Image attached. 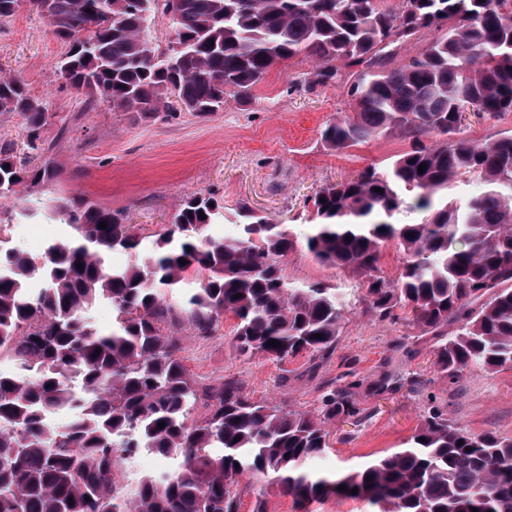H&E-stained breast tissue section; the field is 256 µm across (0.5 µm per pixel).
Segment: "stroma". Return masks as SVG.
I'll use <instances>...</instances> for the list:
<instances>
[{
  "mask_svg": "<svg viewBox=\"0 0 512 512\" xmlns=\"http://www.w3.org/2000/svg\"><path fill=\"white\" fill-rule=\"evenodd\" d=\"M66 51L48 20L27 2L0 18V72L19 79L49 113L48 148L33 152L21 116L0 112V143L12 142L32 166L48 164L56 171L54 180L0 199L8 246L36 259L69 229L57 222L28 223L17 212L57 198L84 197L124 213L151 242L183 199L210 192L223 198L226 210L247 202L272 222L289 225L301 240L310 231L306 208L316 190L367 166H384L409 147L408 141L390 137L341 152L326 148L323 129L355 105L334 84L305 93L301 85L313 63L302 57L272 67L255 86L251 104L230 100L223 111L200 118L184 111L145 116L90 100L56 71ZM282 267L292 286L321 282L342 294L346 319L329 354L282 362L240 355L235 319L227 315L207 337L179 328L180 356L199 385L235 378L255 401L313 416L321 411L324 393L351 385L365 419L359 425L341 417L329 423V446L313 462L315 471L351 473L405 447L433 405L473 432L512 434V370L474 368L455 382L444 381L434 366L435 337L420 335L404 320L383 321L368 312L365 276L319 264L301 243ZM236 494L238 512H253L260 498L267 512H375L367 501L337 497L304 509L293 498L245 479Z\"/></svg>",
  "mask_w": 512,
  "mask_h": 512,
  "instance_id": "stroma-1",
  "label": "stroma"
}]
</instances>
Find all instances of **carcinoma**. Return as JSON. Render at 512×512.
Segmentation results:
<instances>
[{"instance_id": "1", "label": "carcinoma", "mask_w": 512, "mask_h": 512, "mask_svg": "<svg viewBox=\"0 0 512 512\" xmlns=\"http://www.w3.org/2000/svg\"><path fill=\"white\" fill-rule=\"evenodd\" d=\"M160 1L174 27L166 53L150 34ZM49 4L54 35L70 42L60 74L92 98L145 115L167 97L198 117L229 96L248 104L277 62L314 59L303 90L336 83L357 106L323 129L327 148L399 136L410 149L383 170L367 166L315 193L308 252L368 277V311L388 319L404 310L409 325L442 337L435 365L443 379L512 368V131L461 136L466 107L482 119L512 113V0H402L397 10L386 0ZM412 40L423 48L398 58ZM0 112L19 114L28 145L42 149L48 114L2 74ZM54 175L0 145V198ZM460 183L481 191L448 197ZM18 216L58 220L72 238L50 244L40 263L0 247V512H238L246 475L298 502L344 485L342 495L356 488L354 497L379 512H512V436L473 433L438 406L407 447L329 478L309 463L329 447V421L363 420L349 388L323 397L320 419L255 403L236 379L199 390L178 335L163 325L209 336L231 314L241 354L279 361L322 356L336 343L343 301L322 284H288L281 260L295 242L284 225L246 205L233 221L209 192L184 199L150 249L124 214L85 199ZM220 220L237 234L212 236ZM391 242L404 260L386 280L376 272ZM114 250L132 263L107 268ZM189 270L199 288L169 302L165 289ZM102 302L112 306L107 333L89 317ZM201 398L209 412L193 419ZM62 409L69 419L50 422ZM142 450L162 466L132 484L118 480L117 461Z\"/></svg>"}]
</instances>
